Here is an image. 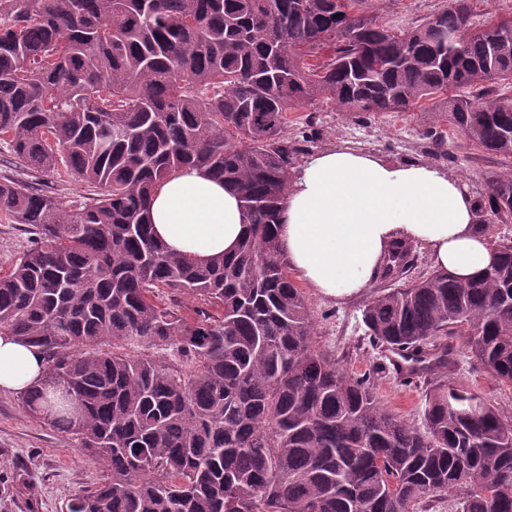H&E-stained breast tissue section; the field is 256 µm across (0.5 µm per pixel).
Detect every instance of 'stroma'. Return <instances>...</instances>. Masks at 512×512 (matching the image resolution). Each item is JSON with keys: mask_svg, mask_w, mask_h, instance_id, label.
Returning <instances> with one entry per match:
<instances>
[{"mask_svg": "<svg viewBox=\"0 0 512 512\" xmlns=\"http://www.w3.org/2000/svg\"><path fill=\"white\" fill-rule=\"evenodd\" d=\"M392 29L419 24L441 9L445 0H372ZM422 112L353 114L319 101L289 113L287 135L300 153L296 165L310 154L336 145L370 151L390 162L434 165L463 178L474 195H481L484 178L498 170L495 158L461 136L447 139L443 151L433 152ZM385 287L374 280L363 293L342 300L305 289L315 328L314 343L347 375L368 376L389 413L420 427L425 395L437 380L428 374L409 378L394 368L390 352L373 345L362 321L364 304ZM453 380L482 394L512 416V387L497 383L485 370L459 354ZM106 471L82 453L71 433L33 418L19 394L0 391V512H66L67 501L81 490L103 481Z\"/></svg>", "mask_w": 512, "mask_h": 512, "instance_id": "stroma-1", "label": "stroma"}]
</instances>
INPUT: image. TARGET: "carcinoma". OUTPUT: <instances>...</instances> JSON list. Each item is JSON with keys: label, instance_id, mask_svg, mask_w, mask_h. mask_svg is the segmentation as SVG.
Returning <instances> with one entry per match:
<instances>
[{"label": "carcinoma", "instance_id": "1", "mask_svg": "<svg viewBox=\"0 0 512 512\" xmlns=\"http://www.w3.org/2000/svg\"><path fill=\"white\" fill-rule=\"evenodd\" d=\"M438 28L469 36L443 45ZM321 99L431 113L435 149L451 130L502 165L481 230L512 224V19L478 26L472 0L399 36L368 0H0V144L27 175L91 188L67 204L0 177V213L32 239L0 277V335L45 354L22 403L106 471L67 512H414L445 494L453 512H512V418L451 381L464 334L512 385V238L478 279L436 268L365 304L368 336L406 377L441 375L424 429L387 412L369 377L314 345L279 245L299 151L288 112ZM185 166L240 194L234 254L198 262L147 224L157 185ZM412 261L395 244L383 277ZM183 292L200 300L190 315ZM153 346L173 357L133 352Z\"/></svg>", "mask_w": 512, "mask_h": 512}]
</instances>
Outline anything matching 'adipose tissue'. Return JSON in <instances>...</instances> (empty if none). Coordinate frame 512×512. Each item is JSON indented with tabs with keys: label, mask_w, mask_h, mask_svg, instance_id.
Listing matches in <instances>:
<instances>
[{
	"label": "adipose tissue",
	"mask_w": 512,
	"mask_h": 512,
	"mask_svg": "<svg viewBox=\"0 0 512 512\" xmlns=\"http://www.w3.org/2000/svg\"><path fill=\"white\" fill-rule=\"evenodd\" d=\"M476 211L453 173L336 146L313 154L293 178L278 238L303 282L340 298L370 287L399 241L426 247L435 267L459 279L482 276L496 253ZM147 220L169 250L202 261L233 253L247 232L237 191L192 167L157 187ZM44 368L38 347L0 336V389L22 391Z\"/></svg>",
	"instance_id": "ef3b65f1"
}]
</instances>
